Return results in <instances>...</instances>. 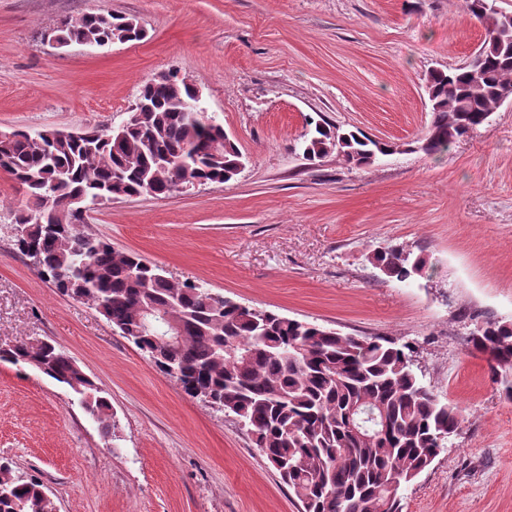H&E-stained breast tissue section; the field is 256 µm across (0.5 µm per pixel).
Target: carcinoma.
I'll return each instance as SVG.
<instances>
[{
	"instance_id": "cac0c4a2",
	"label": "carcinoma",
	"mask_w": 512,
	"mask_h": 512,
	"mask_svg": "<svg viewBox=\"0 0 512 512\" xmlns=\"http://www.w3.org/2000/svg\"><path fill=\"white\" fill-rule=\"evenodd\" d=\"M484 29L478 71L430 72L431 123L421 149L442 153L484 125L512 87V21L495 0H464ZM508 24V31L502 30ZM63 46L140 41L134 19L95 12L54 26ZM368 166L389 145L327 122L304 141L305 159L332 150ZM243 154L200 106L196 88L175 74L144 82L123 136L112 129L75 136L17 130L0 139V168L22 186L26 204L10 209L14 246L56 290L95 308L164 374L193 397L231 416L254 437L302 512H401L402 489L427 470L461 429V410L442 401L414 369L412 347L387 337L343 335L272 310L244 308L222 294L169 279L135 252L79 228L57 202L98 207L115 199L168 197L181 185L223 184L239 174ZM384 275L405 282L426 260L402 246L374 256ZM167 315L181 339L170 344L146 312ZM473 350L512 369V321L481 324ZM0 362L24 364L66 385L107 441L116 437L112 406L75 359L48 341L0 349ZM43 482L0 464V512H54Z\"/></svg>"
}]
</instances>
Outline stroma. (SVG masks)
I'll use <instances>...</instances> for the list:
<instances>
[{
    "label": "stroma",
    "mask_w": 512,
    "mask_h": 512,
    "mask_svg": "<svg viewBox=\"0 0 512 512\" xmlns=\"http://www.w3.org/2000/svg\"><path fill=\"white\" fill-rule=\"evenodd\" d=\"M463 0H0V131L105 129L144 81L174 73L248 159L234 179L166 198L118 199L86 233L257 309L414 348L461 431L402 492V512H512V399L468 339L512 320V102L429 155L430 70L483 40ZM86 12L136 18L147 36L105 48L42 40ZM396 144L356 167L309 161L310 122ZM0 171V346L47 340L112 404L106 443L68 387L0 365V462L37 476L59 512H300L251 435L186 395L89 305L61 295L14 248ZM402 245L428 264L400 282L371 256Z\"/></svg>",
    "instance_id": "35a3bbf8"
}]
</instances>
